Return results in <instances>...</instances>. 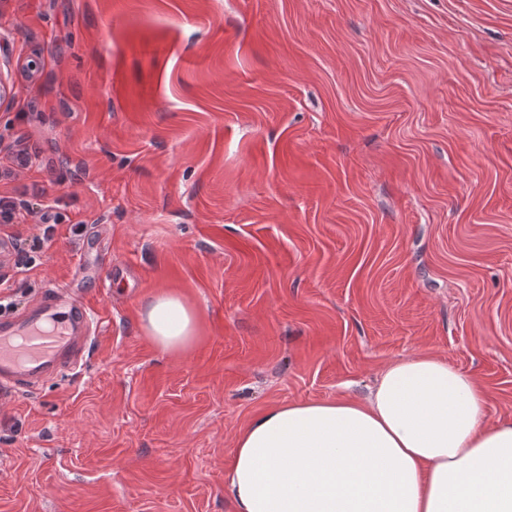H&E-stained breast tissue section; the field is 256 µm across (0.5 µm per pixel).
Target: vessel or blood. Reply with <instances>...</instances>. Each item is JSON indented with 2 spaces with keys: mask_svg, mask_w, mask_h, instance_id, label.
Returning a JSON list of instances; mask_svg holds the SVG:
<instances>
[{
  "mask_svg": "<svg viewBox=\"0 0 512 512\" xmlns=\"http://www.w3.org/2000/svg\"><path fill=\"white\" fill-rule=\"evenodd\" d=\"M94 326L87 306L55 287L23 313L0 314V388L27 391L80 367Z\"/></svg>",
  "mask_w": 512,
  "mask_h": 512,
  "instance_id": "1",
  "label": "vessel or blood"
}]
</instances>
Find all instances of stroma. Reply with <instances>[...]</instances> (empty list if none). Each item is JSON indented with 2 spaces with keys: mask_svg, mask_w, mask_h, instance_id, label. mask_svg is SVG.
Masks as SVG:
<instances>
[{
  "mask_svg": "<svg viewBox=\"0 0 512 512\" xmlns=\"http://www.w3.org/2000/svg\"><path fill=\"white\" fill-rule=\"evenodd\" d=\"M0 73V294L98 321L0 393V512H233L252 418L417 352L512 419V0H0ZM198 314L178 295L159 291L145 303L142 328L164 353L184 350L195 335Z\"/></svg>",
  "mask_w": 512,
  "mask_h": 512,
  "instance_id": "1",
  "label": "stroma"
}]
</instances>
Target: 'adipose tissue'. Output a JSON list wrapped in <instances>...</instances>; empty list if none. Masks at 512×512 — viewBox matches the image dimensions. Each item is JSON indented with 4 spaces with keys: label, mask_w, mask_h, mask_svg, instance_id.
I'll use <instances>...</instances> for the list:
<instances>
[{
    "label": "adipose tissue",
    "mask_w": 512,
    "mask_h": 512,
    "mask_svg": "<svg viewBox=\"0 0 512 512\" xmlns=\"http://www.w3.org/2000/svg\"><path fill=\"white\" fill-rule=\"evenodd\" d=\"M198 314L160 291L142 328L184 350ZM234 512H512V420L471 375L426 353L389 362L361 399L279 404L234 441Z\"/></svg>",
    "instance_id": "obj_1"
}]
</instances>
